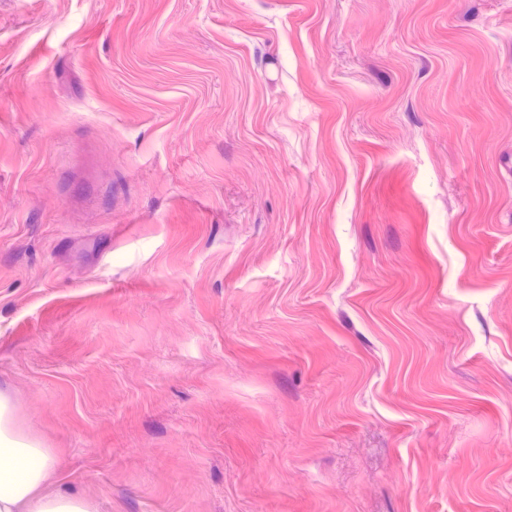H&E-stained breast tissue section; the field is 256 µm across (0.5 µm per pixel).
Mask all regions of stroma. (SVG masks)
<instances>
[{
	"label": "stroma",
	"mask_w": 512,
	"mask_h": 512,
	"mask_svg": "<svg viewBox=\"0 0 512 512\" xmlns=\"http://www.w3.org/2000/svg\"><path fill=\"white\" fill-rule=\"evenodd\" d=\"M0 392L100 512H512V0H0Z\"/></svg>",
	"instance_id": "obj_1"
}]
</instances>
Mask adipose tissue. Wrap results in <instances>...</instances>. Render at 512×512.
<instances>
[{"mask_svg":"<svg viewBox=\"0 0 512 512\" xmlns=\"http://www.w3.org/2000/svg\"><path fill=\"white\" fill-rule=\"evenodd\" d=\"M54 466L52 449L19 431L0 393V512H97L90 499L46 492Z\"/></svg>","mask_w":512,"mask_h":512,"instance_id":"ef3b65f1","label":"adipose tissue"}]
</instances>
